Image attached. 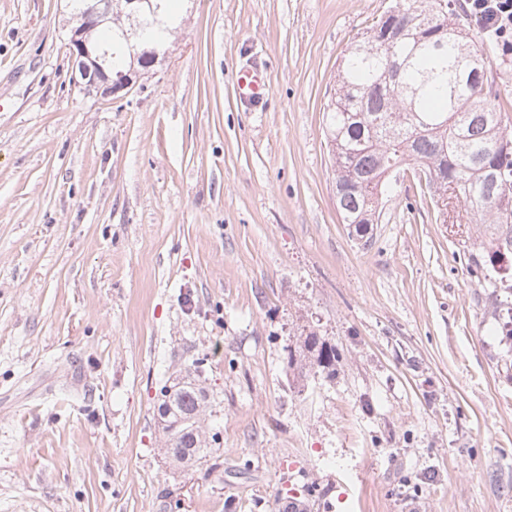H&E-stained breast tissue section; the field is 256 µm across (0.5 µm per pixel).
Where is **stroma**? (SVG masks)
Instances as JSON below:
<instances>
[{"mask_svg": "<svg viewBox=\"0 0 512 512\" xmlns=\"http://www.w3.org/2000/svg\"><path fill=\"white\" fill-rule=\"evenodd\" d=\"M391 3L184 0L106 98L73 80L65 0H0V512H512L476 226L413 167L367 239L336 209L326 108ZM312 331L333 379L288 367ZM195 366L219 442L175 470L156 407ZM265 93V77L260 70L255 67H247L240 71L237 94L241 100L257 105L264 100Z\"/></svg>", "mask_w": 512, "mask_h": 512, "instance_id": "35a3bbf8", "label": "stroma"}]
</instances>
